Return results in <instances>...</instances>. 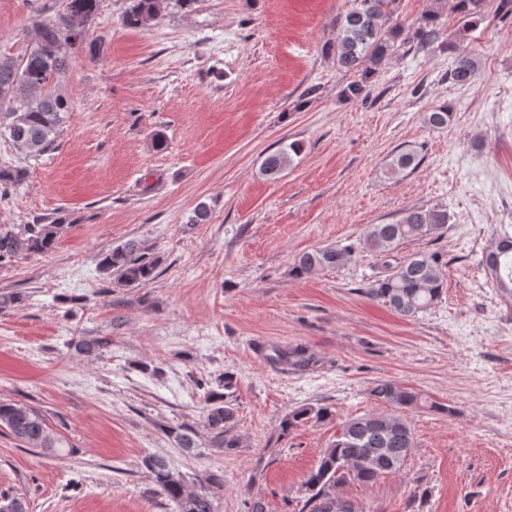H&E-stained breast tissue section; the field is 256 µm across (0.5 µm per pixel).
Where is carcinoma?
Wrapping results in <instances>:
<instances>
[{
    "instance_id": "1",
    "label": "carcinoma",
    "mask_w": 512,
    "mask_h": 512,
    "mask_svg": "<svg viewBox=\"0 0 512 512\" xmlns=\"http://www.w3.org/2000/svg\"><path fill=\"white\" fill-rule=\"evenodd\" d=\"M100 0H64L63 10L48 22L36 25V34L28 51L19 58L0 56V133L5 134L21 150L40 154L54 147L65 115L71 109L70 99L62 93L60 81L69 59L83 47L86 25L97 14ZM123 25L146 30L157 23L171 0H129ZM422 13L412 33V41L425 48L438 40V22L443 9L441 0ZM396 0H351L350 9L336 21V43L326 52L336 58V65L360 75L350 82L342 94L356 101L367 96L368 84L381 70L394 43L402 35V26L394 20ZM451 8L460 18L462 29L481 24L484 0H452ZM478 69L476 57L461 52L448 73V81L465 86L472 82ZM452 113L448 105H439L427 115V123L436 129L448 126ZM301 147H288L268 155L261 166L263 175L274 179L299 154ZM422 161L415 147L399 150L392 158L387 174L399 177L416 170ZM448 224V209L442 207L407 210L389 224H372L364 243L366 248L384 260L387 274L374 280L365 294L392 308L405 318L427 311L442 295L448 254L444 251L415 252L397 256L400 245L438 234ZM65 225L23 224L18 230L0 229V262L21 249L31 253H47L55 248ZM137 242L111 248L99 255V266L115 276L123 286L144 285L156 278L157 262L140 253ZM356 247L326 246L304 252L293 264L298 278L334 270L352 260ZM491 277L501 292L512 298V237L503 235L482 256ZM386 412H368L346 420L336 440L323 450L317 466L304 481V496L293 512H337L340 501H348L341 492L346 486L369 487L381 477L399 472L412 448L414 433L405 414L420 409L439 410L419 392L395 380H381L369 390ZM335 416L325 405L296 409L280 422L281 435L314 420L324 422ZM205 427L212 445L221 450L238 447V441L227 437L235 412L224 394L211 391L203 407ZM0 428L8 430L30 448L55 454L64 448V440L53 434L44 418L33 409L15 402L0 401ZM167 435L180 448H196L197 433L185 424L170 426ZM158 494L173 512H214V495L224 489V476L212 474L207 485L195 488L173 472L158 455L143 458Z\"/></svg>"
}]
</instances>
